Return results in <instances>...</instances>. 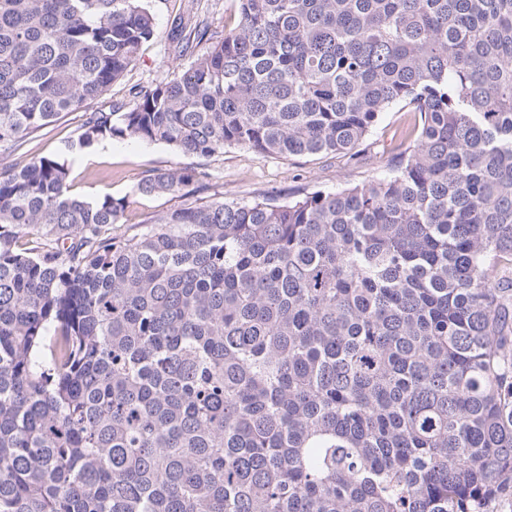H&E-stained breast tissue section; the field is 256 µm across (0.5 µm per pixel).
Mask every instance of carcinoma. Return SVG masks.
<instances>
[{"mask_svg":"<svg viewBox=\"0 0 512 512\" xmlns=\"http://www.w3.org/2000/svg\"><path fill=\"white\" fill-rule=\"evenodd\" d=\"M149 0H0V512H512V0H239L192 62L83 113L107 139L348 154L386 176L197 197L112 234L35 131L122 80Z\"/></svg>","mask_w":512,"mask_h":512,"instance_id":"1","label":"carcinoma"}]
</instances>
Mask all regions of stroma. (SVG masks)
Here are the masks:
<instances>
[{"instance_id": "obj_1", "label": "stroma", "mask_w": 512, "mask_h": 512, "mask_svg": "<svg viewBox=\"0 0 512 512\" xmlns=\"http://www.w3.org/2000/svg\"><path fill=\"white\" fill-rule=\"evenodd\" d=\"M155 34L144 43L125 78L113 84L82 110L63 115L30 137L27 158L62 156L71 169L73 194L96 198L108 193L129 197L130 205L117 226L118 232L143 223L152 215L180 206V198L163 195L136 196V186L146 177L175 167L195 168L210 175L213 191L225 200L249 202L266 191L288 195L301 190L334 191L385 176L388 159L401 134L414 122L412 114L393 106L381 113L365 142L354 154L283 159L262 156L244 147H228L209 156H183L163 144L135 139H114L87 150L73 146L83 112L108 108L131 99L134 86L147 87L172 78L186 69L190 60L175 57L167 40L171 19L179 14L207 16L216 34L233 28L239 16L238 0H151Z\"/></svg>"}]
</instances>
